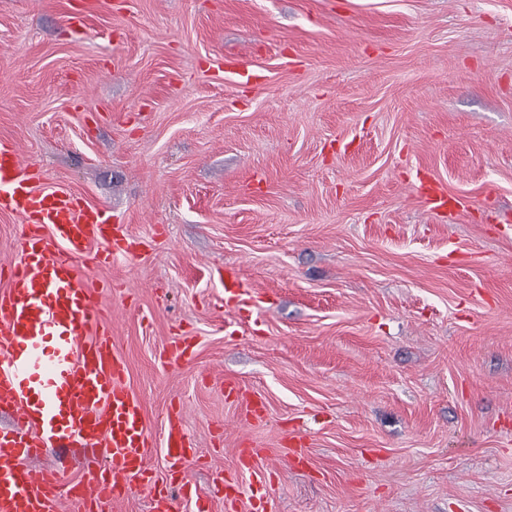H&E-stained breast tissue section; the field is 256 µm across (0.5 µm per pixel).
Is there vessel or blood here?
Wrapping results in <instances>:
<instances>
[{
	"mask_svg": "<svg viewBox=\"0 0 512 512\" xmlns=\"http://www.w3.org/2000/svg\"><path fill=\"white\" fill-rule=\"evenodd\" d=\"M15 144L0 143V212L21 217L20 256L0 267V512H59L67 487L75 512H107L133 489L174 512L166 479L148 466L144 407L130 389L128 365L112 338L100 295L77 263L135 258L140 241L112 214L62 188L43 186ZM169 469L194 500L189 467L202 453L185 429L184 411L169 414L162 434ZM48 448H77L93 462L74 481L37 466Z\"/></svg>",
	"mask_w": 512,
	"mask_h": 512,
	"instance_id": "b4317fda",
	"label": "vessel or blood"
}]
</instances>
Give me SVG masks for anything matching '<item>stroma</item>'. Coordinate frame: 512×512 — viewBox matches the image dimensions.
<instances>
[{"label": "stroma", "mask_w": 512, "mask_h": 512, "mask_svg": "<svg viewBox=\"0 0 512 512\" xmlns=\"http://www.w3.org/2000/svg\"><path fill=\"white\" fill-rule=\"evenodd\" d=\"M1 140L148 239L81 273L213 512L244 447L267 512H512V0H0ZM414 192L423 196L426 199L429 210L434 212L446 210L448 208V204L453 201L446 193L438 191L424 182L415 186ZM185 413L182 409L168 415L162 434V452L170 470L181 474L180 491L184 500L193 502L192 481L189 467L197 462L202 453L188 436L185 429Z\"/></svg>", "instance_id": "1"}]
</instances>
